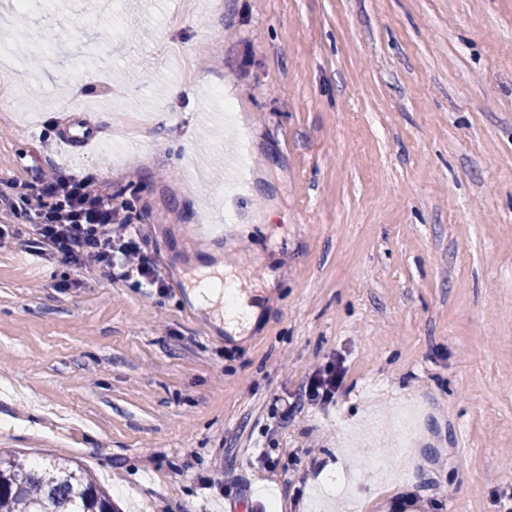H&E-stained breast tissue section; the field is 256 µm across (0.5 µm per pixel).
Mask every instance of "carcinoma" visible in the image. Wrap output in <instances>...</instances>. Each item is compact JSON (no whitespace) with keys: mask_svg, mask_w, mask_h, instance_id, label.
<instances>
[{"mask_svg":"<svg viewBox=\"0 0 512 512\" xmlns=\"http://www.w3.org/2000/svg\"><path fill=\"white\" fill-rule=\"evenodd\" d=\"M0 512H119L88 473L70 462L37 468L0 450Z\"/></svg>","mask_w":512,"mask_h":512,"instance_id":"cac0c4a2","label":"carcinoma"}]
</instances>
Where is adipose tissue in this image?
Masks as SVG:
<instances>
[{"label":"adipose tissue","mask_w":512,"mask_h":512,"mask_svg":"<svg viewBox=\"0 0 512 512\" xmlns=\"http://www.w3.org/2000/svg\"><path fill=\"white\" fill-rule=\"evenodd\" d=\"M232 284V279L225 277L223 268L202 266L197 271L196 280L191 283L190 297L205 307L222 304L224 326L227 331L235 333L239 328L254 323L255 310L245 298L226 294V287Z\"/></svg>","instance_id":"adipose-tissue-1"}]
</instances>
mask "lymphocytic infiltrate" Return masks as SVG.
<instances>
[{"instance_id": "obj_1", "label": "lymphocytic infiltrate", "mask_w": 512, "mask_h": 512, "mask_svg": "<svg viewBox=\"0 0 512 512\" xmlns=\"http://www.w3.org/2000/svg\"><path fill=\"white\" fill-rule=\"evenodd\" d=\"M18 199L35 220L36 253L58 254L78 267L97 266L111 276L135 280L149 291L160 293L167 288L165 277L145 249L141 227L119 217L113 207L111 184L57 175L43 181L37 194L23 193ZM341 379L336 368L317 369L304 399L286 404L282 420H293L305 404L331 402Z\"/></svg>"}]
</instances>
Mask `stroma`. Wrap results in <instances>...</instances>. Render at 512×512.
<instances>
[{"mask_svg":"<svg viewBox=\"0 0 512 512\" xmlns=\"http://www.w3.org/2000/svg\"><path fill=\"white\" fill-rule=\"evenodd\" d=\"M21 14L0 0L20 64L0 69L20 102L0 112V182H110L170 288L31 256L29 220L0 210V400L25 402L0 408V448L80 464L118 512H502L512 0ZM71 132L93 140L60 151ZM201 263L258 308L241 338L190 301ZM333 360L334 404L280 424Z\"/></svg>","mask_w":512,"mask_h":512,"instance_id":"stroma-1","label":"stroma"}]
</instances>
